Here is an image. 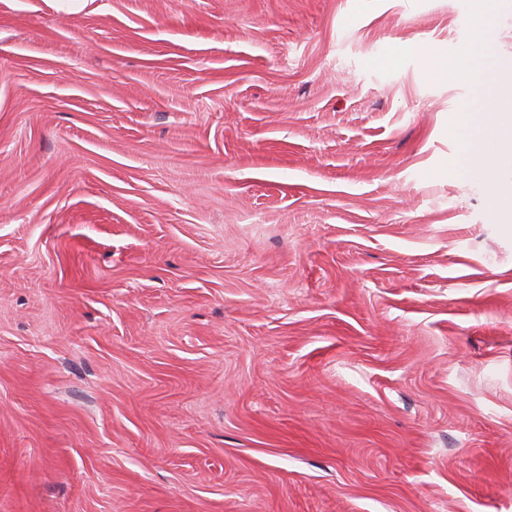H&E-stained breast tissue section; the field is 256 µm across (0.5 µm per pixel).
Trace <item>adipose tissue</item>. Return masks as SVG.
Listing matches in <instances>:
<instances>
[{"label":"adipose tissue","instance_id":"obj_1","mask_svg":"<svg viewBox=\"0 0 512 512\" xmlns=\"http://www.w3.org/2000/svg\"><path fill=\"white\" fill-rule=\"evenodd\" d=\"M416 52L429 73H447L449 78L469 77L472 67V50L466 47L454 55H445L437 46L420 44ZM512 89V84L502 82L497 92L483 94L478 113L454 112L448 117V137L459 140L474 117H481L480 131L490 142V147L470 149L473 170L486 184L487 208L498 215H512V194H504L498 187L494 169L500 157H512V108L502 102V95Z\"/></svg>","mask_w":512,"mask_h":512}]
</instances>
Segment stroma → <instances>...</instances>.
Here are the masks:
<instances>
[{"label": "stroma", "instance_id": "1", "mask_svg": "<svg viewBox=\"0 0 512 512\" xmlns=\"http://www.w3.org/2000/svg\"><path fill=\"white\" fill-rule=\"evenodd\" d=\"M467 15L0 0V512H512V220L414 52Z\"/></svg>", "mask_w": 512, "mask_h": 512}]
</instances>
